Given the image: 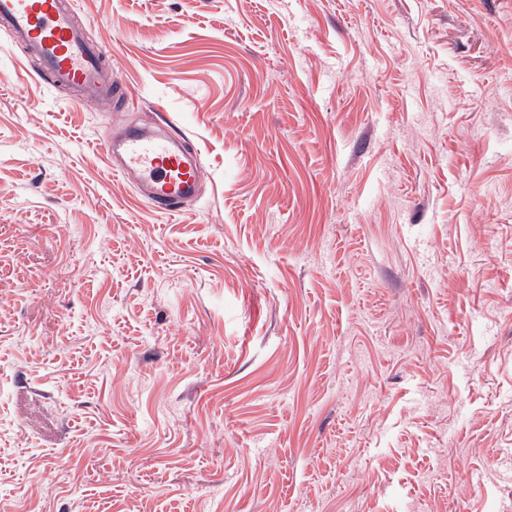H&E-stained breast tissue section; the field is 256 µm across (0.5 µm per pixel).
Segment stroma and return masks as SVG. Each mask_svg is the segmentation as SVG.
<instances>
[{
	"instance_id": "1",
	"label": "stroma",
	"mask_w": 512,
	"mask_h": 512,
	"mask_svg": "<svg viewBox=\"0 0 512 512\" xmlns=\"http://www.w3.org/2000/svg\"><path fill=\"white\" fill-rule=\"evenodd\" d=\"M153 211L0 29V512H512V0H73ZM173 121L151 128L125 125L100 142L112 172L137 186L140 197L158 213L173 214L195 199L204 179L197 153L184 146Z\"/></svg>"
}]
</instances>
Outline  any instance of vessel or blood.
<instances>
[{
	"label": "vessel or blood",
	"instance_id": "b4317fda",
	"mask_svg": "<svg viewBox=\"0 0 512 512\" xmlns=\"http://www.w3.org/2000/svg\"><path fill=\"white\" fill-rule=\"evenodd\" d=\"M0 27L39 60L52 85L74 100L116 96L106 46L89 41L72 0H0ZM115 175L134 183L140 197L162 214H173L198 195L204 168L188 152L170 119L153 127L124 126L100 142Z\"/></svg>",
	"mask_w": 512,
	"mask_h": 512
}]
</instances>
